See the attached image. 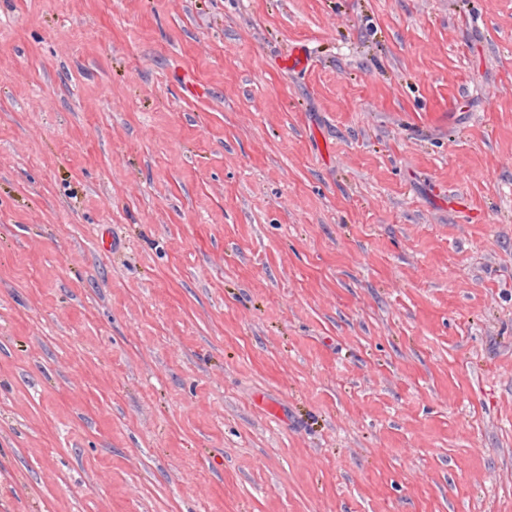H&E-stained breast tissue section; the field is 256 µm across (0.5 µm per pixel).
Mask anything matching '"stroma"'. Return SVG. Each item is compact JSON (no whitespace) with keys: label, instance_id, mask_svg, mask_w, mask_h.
I'll return each mask as SVG.
<instances>
[{"label":"stroma","instance_id":"35a3bbf8","mask_svg":"<svg viewBox=\"0 0 512 512\" xmlns=\"http://www.w3.org/2000/svg\"><path fill=\"white\" fill-rule=\"evenodd\" d=\"M0 512H512V0H0Z\"/></svg>","mask_w":512,"mask_h":512}]
</instances>
